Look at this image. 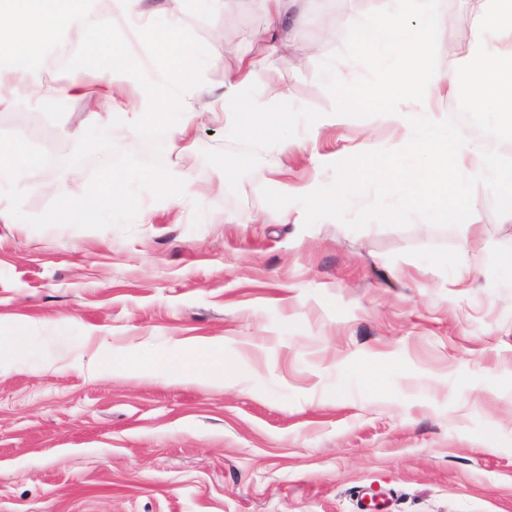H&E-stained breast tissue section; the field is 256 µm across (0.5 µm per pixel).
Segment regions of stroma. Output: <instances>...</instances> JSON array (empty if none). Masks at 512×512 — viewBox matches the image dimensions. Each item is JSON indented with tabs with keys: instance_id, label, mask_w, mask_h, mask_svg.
<instances>
[{
	"instance_id": "obj_1",
	"label": "stroma",
	"mask_w": 512,
	"mask_h": 512,
	"mask_svg": "<svg viewBox=\"0 0 512 512\" xmlns=\"http://www.w3.org/2000/svg\"><path fill=\"white\" fill-rule=\"evenodd\" d=\"M343 21L309 22L264 77L287 88L276 118L302 149L273 198L274 155L202 123L188 152L162 136L184 184L223 193L141 196V218L102 230L0 223V512H358L377 490L385 512H512V223L481 200L474 272L458 282L461 227L396 208V187L344 171L358 145L418 166L382 122L323 72L358 50L353 21L393 0H318ZM181 55L220 83L264 21L260 0L232 19L186 0ZM221 31L213 41V31ZM320 44L309 55V44ZM307 57L302 69L291 62ZM341 110L340 124L325 123ZM81 101L0 109V132L52 155L34 170L35 215L88 186L95 167L58 115ZM350 191L328 214L302 190ZM285 211L283 224L237 216ZM224 345L223 383L174 382L159 364L185 345Z\"/></svg>"
}]
</instances>
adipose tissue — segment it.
<instances>
[{
    "label": "adipose tissue",
    "mask_w": 512,
    "mask_h": 512,
    "mask_svg": "<svg viewBox=\"0 0 512 512\" xmlns=\"http://www.w3.org/2000/svg\"><path fill=\"white\" fill-rule=\"evenodd\" d=\"M309 0H262L266 25L235 63L225 68L220 86L206 78V67L176 54L183 36L184 0H109L105 9L95 0H0V33L28 26L48 46L59 45L74 30H82L87 50L69 66L68 82L43 84L37 61L28 58L22 44L0 43V108L17 106L31 89L39 101L75 98L84 101L86 121L113 139L136 134L176 109L180 122L172 129L174 149L188 147L200 119L249 131L262 147L278 157L292 153L295 142L279 123L271 120L275 101L286 98L282 88L268 89L250 102L242 89L261 84L262 61L276 52L282 32L297 35L308 14ZM469 43L474 51L468 64L442 72L430 49L448 44L453 33L446 20L445 0H397L385 18L364 17L357 38L373 63L385 64L386 80L377 89L383 100L381 115L411 152L423 155V166L405 169L394 159L362 153L344 177L350 183L370 178L394 183L403 209L423 215L439 208L465 224H475L481 207L463 187L479 180L490 189L489 200L512 222V167L499 162L495 141L476 139L464 127L448 120V105L461 91H475L484 111L512 126V0H464ZM169 17L167 26L153 29L157 52L167 57V80L156 85L131 71L123 48L99 39L115 17L128 26L150 18L156 11ZM424 126L428 135L413 140L411 131ZM220 346L188 348L165 370L173 381L211 380L213 368L223 366Z\"/></svg>",
    "instance_id": "obj_1"
}]
</instances>
